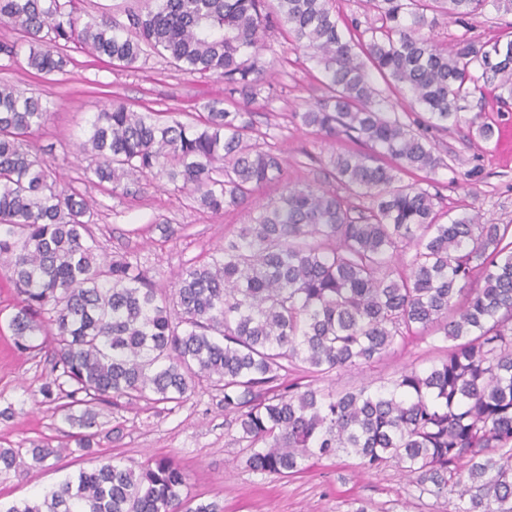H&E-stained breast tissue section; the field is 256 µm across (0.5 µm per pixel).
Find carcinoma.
I'll list each match as a JSON object with an SVG mask.
<instances>
[{
	"label": "carcinoma",
	"mask_w": 512,
	"mask_h": 512,
	"mask_svg": "<svg viewBox=\"0 0 512 512\" xmlns=\"http://www.w3.org/2000/svg\"><path fill=\"white\" fill-rule=\"evenodd\" d=\"M381 25L340 26L335 0H138L126 20L94 16L80 0H0V25L28 45L27 65L64 71L70 45L135 69L151 54L180 71L224 80V93L253 103L264 89L267 32L285 29L322 68L324 96L297 113L326 140L344 134L367 152L331 157L346 195L284 183L278 200L224 238L222 254L181 269L170 296L131 260L96 254L93 202L60 187L52 165L25 137L48 107L0 84V266L18 297L9 327L22 354L53 353L39 388L96 454L112 437L114 400L180 404L193 384L223 395L224 416L243 444L245 467L293 476L313 457L353 456L365 469L393 465L419 493L457 495L454 512H512V240L509 225L481 215L441 221L435 195L398 173L442 164L425 130L389 109L376 71L427 114L426 127L468 125L490 142L493 126L461 114L460 101L489 88L512 105V39L431 35L427 12L472 26L512 0H366ZM195 122L174 112L114 105L94 113L80 144L112 190L165 179L214 213L253 204L284 179L267 134L224 100ZM368 197L360 209L350 198ZM484 281L472 287L473 279ZM176 306L179 321L171 320ZM448 342L426 372L404 369L375 389L336 392L315 381L380 359L410 335ZM314 381L281 383L293 368ZM46 439L0 446V473L59 457ZM187 475L172 457L133 467L97 460L42 494L0 512H224L217 500L182 494Z\"/></svg>",
	"instance_id": "carcinoma-1"
}]
</instances>
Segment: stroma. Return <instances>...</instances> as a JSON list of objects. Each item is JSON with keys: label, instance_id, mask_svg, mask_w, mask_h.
Masks as SVG:
<instances>
[{"label": "stroma", "instance_id": "stroma-1", "mask_svg": "<svg viewBox=\"0 0 512 512\" xmlns=\"http://www.w3.org/2000/svg\"><path fill=\"white\" fill-rule=\"evenodd\" d=\"M437 39L468 38L476 42L512 39V15H491L487 22L466 27L437 18ZM262 52L273 64L266 76L269 95L259 96L250 110L260 132L285 160L286 181L335 192L329 176L332 154L355 150L356 142L339 137L324 141L297 119L299 112L321 99L322 72L307 52L295 47L283 30L269 33ZM65 72L44 75L26 65L25 57L0 55V84L9 83L26 95L47 101L50 112L29 145L56 167L66 184L92 199L94 234L102 253L139 263L158 288H165L182 267L210 260L224 247L226 236L249 223V208L214 214L201 208L184 191L155 180L113 191L92 174L91 158L79 152L88 137L95 112L124 104L137 112L200 114L205 102L224 95L222 79L175 70L153 56L139 69L124 71L82 50L71 49ZM466 117L490 123L497 134L492 142L468 139L465 127L430 131L444 165L432 176L436 208L479 212L483 223L512 225V110L500 108L493 93L473 94L465 103ZM285 181V182H286ZM17 296L8 272L0 267V408L13 406L12 418L0 419V445L17 446L32 439L50 438L59 446L64 423L52 405L43 403L41 384L50 374L45 358L20 354L9 320ZM447 344L437 334L411 336L394 351L360 368L340 370L326 379L335 389L380 384L402 369L425 370L438 364ZM117 432L102 441L97 453L137 462L175 457L187 474L186 493L219 499L224 512H453L455 496L419 494L415 485L392 466L364 471L356 459L339 455L311 460L291 477L262 474L240 462L237 432L224 421L223 396L198 385L178 406L120 399L109 416ZM78 453L49 458L45 467L27 476L0 475L5 500L34 496L66 475L88 467Z\"/></svg>", "mask_w": 512, "mask_h": 512}]
</instances>
